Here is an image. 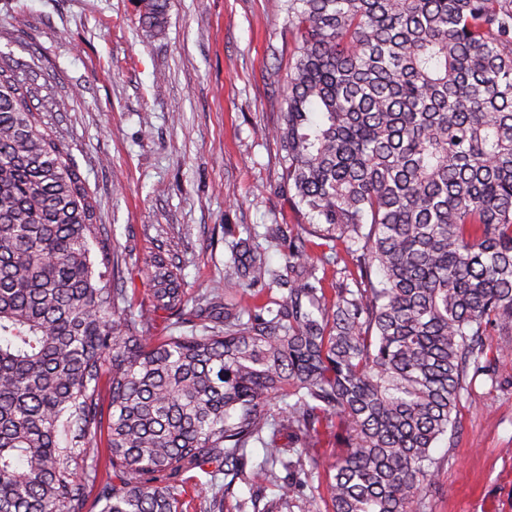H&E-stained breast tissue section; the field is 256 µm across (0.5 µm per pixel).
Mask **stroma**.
Instances as JSON below:
<instances>
[{
  "mask_svg": "<svg viewBox=\"0 0 512 512\" xmlns=\"http://www.w3.org/2000/svg\"><path fill=\"white\" fill-rule=\"evenodd\" d=\"M294 35L283 0H169L161 31L137 0H0V61L13 64L60 147L79 167L134 304L145 263L174 255L191 297L228 288L233 238L253 236L285 270L298 217L278 144L263 135L285 110ZM484 342L496 380H470L457 433L432 451L420 512H512V354Z\"/></svg>",
  "mask_w": 512,
  "mask_h": 512,
  "instance_id": "1",
  "label": "stroma"
}]
</instances>
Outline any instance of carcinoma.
I'll return each mask as SVG.
<instances>
[{"instance_id": "obj_1", "label": "carcinoma", "mask_w": 512, "mask_h": 512, "mask_svg": "<svg viewBox=\"0 0 512 512\" xmlns=\"http://www.w3.org/2000/svg\"><path fill=\"white\" fill-rule=\"evenodd\" d=\"M138 4L161 29L168 0ZM284 6L286 110L263 133L308 223L284 278L232 242L247 306L217 288L189 308L158 252L131 313L77 164L0 66V512H223L197 473L227 492L245 471L280 491L255 512H284L276 466L318 468L323 436L347 448L331 512H419L468 370L492 376L488 325L512 351V0ZM314 244L343 247L342 279ZM160 317L190 330L148 335Z\"/></svg>"}]
</instances>
